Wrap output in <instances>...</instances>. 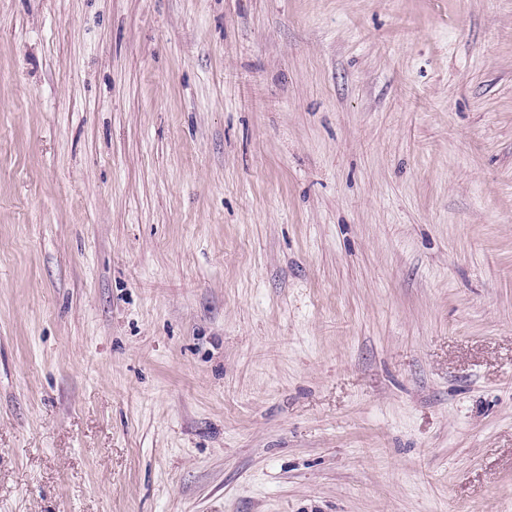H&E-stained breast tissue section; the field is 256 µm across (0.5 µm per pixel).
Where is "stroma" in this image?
<instances>
[{"mask_svg": "<svg viewBox=\"0 0 512 512\" xmlns=\"http://www.w3.org/2000/svg\"><path fill=\"white\" fill-rule=\"evenodd\" d=\"M0 512H512V0H0Z\"/></svg>", "mask_w": 512, "mask_h": 512, "instance_id": "35a3bbf8", "label": "stroma"}]
</instances>
